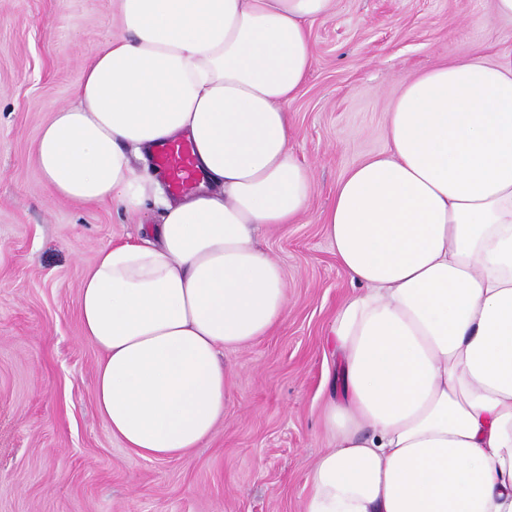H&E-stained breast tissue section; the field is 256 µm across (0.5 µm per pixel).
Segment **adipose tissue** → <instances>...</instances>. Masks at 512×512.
<instances>
[{
    "mask_svg": "<svg viewBox=\"0 0 512 512\" xmlns=\"http://www.w3.org/2000/svg\"><path fill=\"white\" fill-rule=\"evenodd\" d=\"M334 0H117L119 34L73 103L42 127L55 197L161 223L102 249L81 283L94 392L114 438L178 458L224 419V353L287 313L284 273L258 230L293 223L314 183L286 106L315 64L310 26ZM184 138L204 175L166 195L137 169ZM360 284L330 326L341 396L303 512H512V54L406 79L386 148L318 217Z\"/></svg>",
    "mask_w": 512,
    "mask_h": 512,
    "instance_id": "adipose-tissue-1",
    "label": "adipose tissue"
}]
</instances>
